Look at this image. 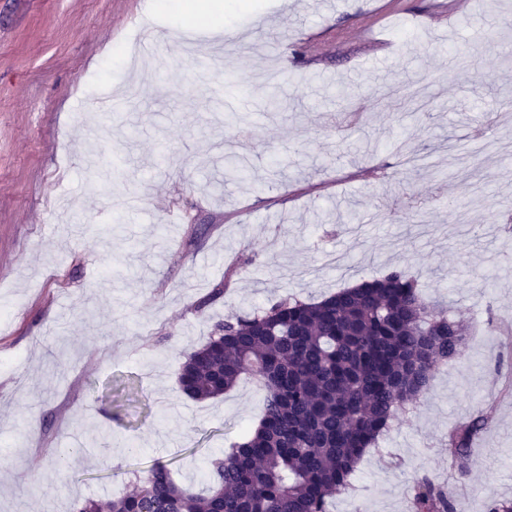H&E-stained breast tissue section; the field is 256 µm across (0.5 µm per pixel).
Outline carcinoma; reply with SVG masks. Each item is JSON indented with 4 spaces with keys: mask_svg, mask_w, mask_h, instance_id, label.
I'll use <instances>...</instances> for the list:
<instances>
[{
    "mask_svg": "<svg viewBox=\"0 0 512 512\" xmlns=\"http://www.w3.org/2000/svg\"><path fill=\"white\" fill-rule=\"evenodd\" d=\"M466 352V328L436 315L415 278L395 268L319 301L285 298L248 316L219 320L186 355L182 392L217 398L250 377L267 392L258 425L210 460L203 492L175 482L157 462L136 489L75 512H327L351 485L367 449L427 389L434 370ZM476 417L448 436V459L463 469ZM413 512H453L450 493L428 477Z\"/></svg>",
    "mask_w": 512,
    "mask_h": 512,
    "instance_id": "1",
    "label": "carcinoma"
}]
</instances>
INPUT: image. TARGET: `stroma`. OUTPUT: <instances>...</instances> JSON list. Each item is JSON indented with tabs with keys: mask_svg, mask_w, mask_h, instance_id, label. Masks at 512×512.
I'll return each instance as SVG.
<instances>
[{
	"mask_svg": "<svg viewBox=\"0 0 512 512\" xmlns=\"http://www.w3.org/2000/svg\"><path fill=\"white\" fill-rule=\"evenodd\" d=\"M223 2V35L189 39V16L154 0H0V512H72L157 461L206 489L264 391L191 399L184 354L216 320L394 268L467 325L466 356L329 512H411L424 476L454 512L512 499V0ZM151 29L165 39L128 70ZM198 53L209 74L189 68ZM224 71L251 110L216 101ZM121 84L104 117L97 97ZM346 209L357 223H337ZM480 415L469 468L449 469V433Z\"/></svg>",
	"mask_w": 512,
	"mask_h": 512,
	"instance_id": "1",
	"label": "stroma"
}]
</instances>
